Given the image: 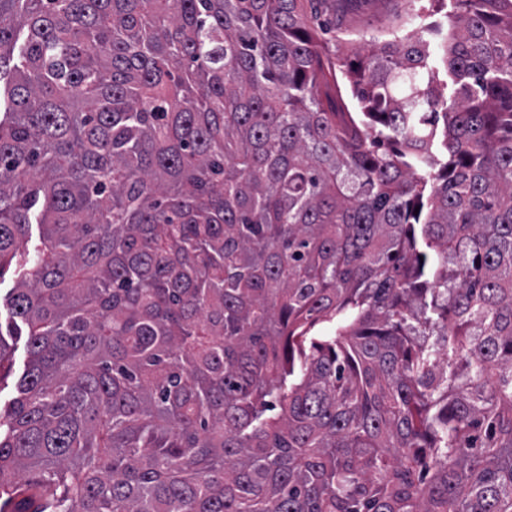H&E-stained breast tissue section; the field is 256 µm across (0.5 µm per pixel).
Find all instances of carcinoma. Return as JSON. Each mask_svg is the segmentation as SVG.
Here are the masks:
<instances>
[{"label": "carcinoma", "instance_id": "1", "mask_svg": "<svg viewBox=\"0 0 512 512\" xmlns=\"http://www.w3.org/2000/svg\"><path fill=\"white\" fill-rule=\"evenodd\" d=\"M323 2L0 0V512H512V0ZM408 1L353 0L346 9L339 10L336 0V36L357 33L368 39L373 33L387 28L397 15L407 13ZM13 348H14V360H15V373L10 375L7 379L4 380L2 383V389L0 391V404L1 407L8 403L9 400L13 397L14 392V382L17 373L20 370H23L24 364L26 362V347H25V337L21 336L20 339H18L16 342H13Z\"/></svg>", "mask_w": 512, "mask_h": 512}]
</instances>
